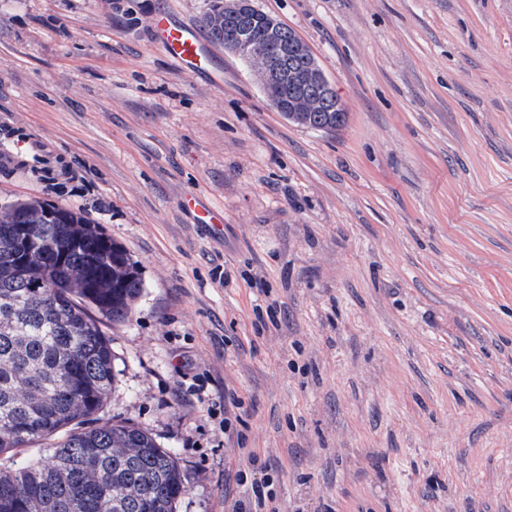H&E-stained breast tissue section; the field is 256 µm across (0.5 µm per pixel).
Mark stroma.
Returning <instances> with one entry per match:
<instances>
[{
	"instance_id": "35a3bbf8",
	"label": "stroma",
	"mask_w": 512,
	"mask_h": 512,
	"mask_svg": "<svg viewBox=\"0 0 512 512\" xmlns=\"http://www.w3.org/2000/svg\"><path fill=\"white\" fill-rule=\"evenodd\" d=\"M346 112L294 125L207 0H0V203L97 219L144 288L103 419L185 473L176 512H512V0H255ZM195 195L224 213L197 223ZM154 40L179 68L189 74H209V46L197 30L169 11L160 12L154 22Z\"/></svg>"
}]
</instances>
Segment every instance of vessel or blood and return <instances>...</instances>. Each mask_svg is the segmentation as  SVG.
<instances>
[{"mask_svg": "<svg viewBox=\"0 0 512 512\" xmlns=\"http://www.w3.org/2000/svg\"><path fill=\"white\" fill-rule=\"evenodd\" d=\"M153 32L155 42L182 71L193 75L208 73L210 48L193 26L163 11L155 19Z\"/></svg>", "mask_w": 512, "mask_h": 512, "instance_id": "obj_1", "label": "vessel or blood"}]
</instances>
